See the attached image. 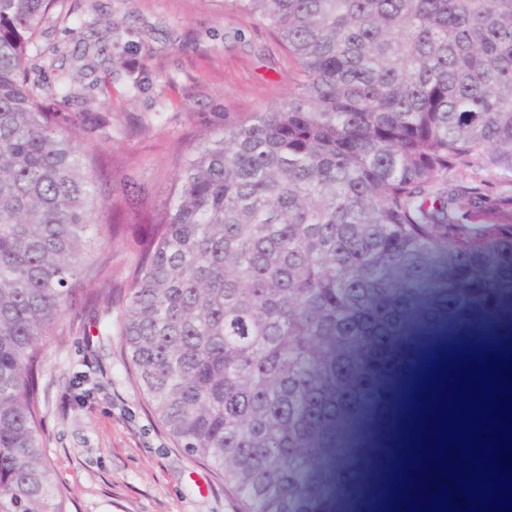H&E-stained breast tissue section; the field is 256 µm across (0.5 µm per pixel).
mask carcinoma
<instances>
[{"instance_id": "cac0c4a2", "label": "carcinoma", "mask_w": 512, "mask_h": 512, "mask_svg": "<svg viewBox=\"0 0 512 512\" xmlns=\"http://www.w3.org/2000/svg\"><path fill=\"white\" fill-rule=\"evenodd\" d=\"M259 19L302 73L288 98L226 124L181 165L173 198L143 207L128 176L100 204L103 165L82 127L29 82L31 38L56 0H0V512H67L41 437L38 364L93 235L126 231L135 267L119 336L167 432L224 474L238 512H307L347 349L404 288L450 269L512 279V224L461 167L512 176V0H221ZM476 346L512 349L495 304ZM399 396L400 462L420 400ZM417 443L410 444V438ZM414 466L372 492L404 512ZM403 483L402 498L394 486Z\"/></svg>"}]
</instances>
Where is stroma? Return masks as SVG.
Masks as SVG:
<instances>
[{
  "instance_id": "35a3bbf8",
  "label": "stroma",
  "mask_w": 512,
  "mask_h": 512,
  "mask_svg": "<svg viewBox=\"0 0 512 512\" xmlns=\"http://www.w3.org/2000/svg\"><path fill=\"white\" fill-rule=\"evenodd\" d=\"M30 78L65 80L51 111L102 112L110 122L79 142L112 158L110 186L135 173L148 206H163L174 173L201 137L224 121L279 105L299 71L268 28L218 0H61L35 39ZM102 273L85 266L72 305L48 336L39 376L41 434L67 512H237L224 478L192 459L162 427L141 392L107 306L124 303L131 254L102 236ZM485 288L456 272L405 290L391 318L352 341L336 386L334 426L314 471L313 501L334 507L360 491L379 455L355 448L393 417L397 386L418 366L414 341L442 325L469 332L465 315Z\"/></svg>"
}]
</instances>
